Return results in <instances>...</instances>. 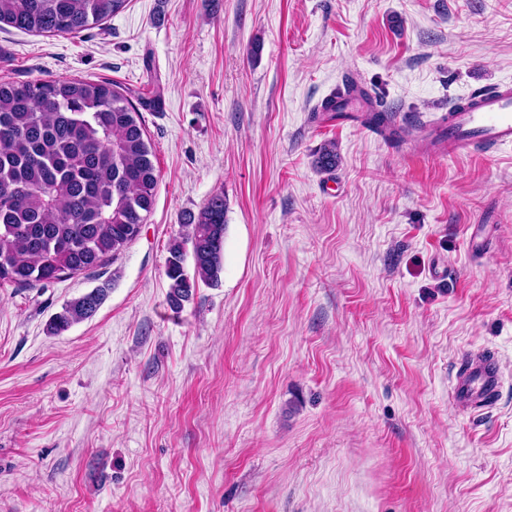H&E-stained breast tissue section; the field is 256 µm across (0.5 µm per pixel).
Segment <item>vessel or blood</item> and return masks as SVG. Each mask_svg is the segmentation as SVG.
I'll return each instance as SVG.
<instances>
[{"instance_id": "vessel-or-blood-1", "label": "vessel or blood", "mask_w": 512, "mask_h": 512, "mask_svg": "<svg viewBox=\"0 0 512 512\" xmlns=\"http://www.w3.org/2000/svg\"><path fill=\"white\" fill-rule=\"evenodd\" d=\"M438 154L491 156L512 145V84L504 83L486 92H473L449 107L428 129ZM498 363L486 356L475 360L462 356L454 377L452 399L462 408L486 406L498 391Z\"/></svg>"}]
</instances>
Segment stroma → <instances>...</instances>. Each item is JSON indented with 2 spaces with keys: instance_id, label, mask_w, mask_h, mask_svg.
<instances>
[{
  "instance_id": "1",
  "label": "stroma",
  "mask_w": 512,
  "mask_h": 512,
  "mask_svg": "<svg viewBox=\"0 0 512 512\" xmlns=\"http://www.w3.org/2000/svg\"><path fill=\"white\" fill-rule=\"evenodd\" d=\"M68 77L159 90L155 203L115 260L0 287V512H512V147L418 156L319 109L351 77L429 124L511 82L512 0H130L75 36L0 30V79ZM219 192L221 280L172 311L169 243ZM468 350L502 371L484 410L449 395ZM106 288H95L84 296L68 302L62 312L56 313L47 325V331L59 335L73 324L89 318L100 306Z\"/></svg>"
}]
</instances>
